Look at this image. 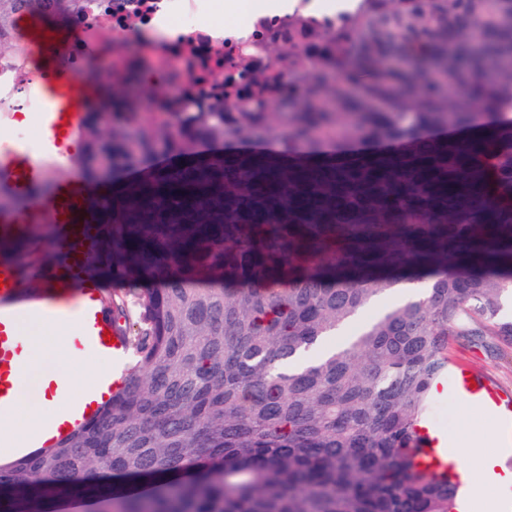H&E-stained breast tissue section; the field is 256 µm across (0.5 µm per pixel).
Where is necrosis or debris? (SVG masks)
<instances>
[{
    "label": "necrosis or debris",
    "mask_w": 512,
    "mask_h": 512,
    "mask_svg": "<svg viewBox=\"0 0 512 512\" xmlns=\"http://www.w3.org/2000/svg\"><path fill=\"white\" fill-rule=\"evenodd\" d=\"M109 5L107 17L113 33L127 31L128 12H137L139 28L168 29V37L141 43L116 42L112 45L115 68L144 82L157 75L168 87L192 82L200 92L216 89L224 72V46L233 51L253 47L260 33L283 30L288 26V15L280 10L281 0H263L264 7L253 13L245 26H228L218 33L211 25L212 18L224 0H100ZM41 78L30 69L27 59L16 63H0V112L11 113L13 131L23 136L31 128L29 114L39 107L31 97V89Z\"/></svg>",
    "instance_id": "1"
}]
</instances>
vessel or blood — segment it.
I'll return each mask as SVG.
<instances>
[{
	"mask_svg": "<svg viewBox=\"0 0 512 512\" xmlns=\"http://www.w3.org/2000/svg\"><path fill=\"white\" fill-rule=\"evenodd\" d=\"M28 39L48 77L35 92L43 102L44 142L54 146L62 131L81 122L92 95L72 73L60 67L61 39L56 31L32 27ZM41 177V167L24 145H14L0 157V178L21 199L26 212L52 225L54 251L58 255L56 264L46 271L40 291L30 297L25 294L19 268L9 262L0 263V409L13 403L21 367L22 344L16 334L19 316L56 323L81 318V348L109 350L117 362L128 354L124 338L102 307L99 288L89 276L97 244V221L89 205L92 199L104 197L106 190L82 172L74 171L59 180L53 194L45 197L32 191ZM454 388L492 409L498 422L512 430L511 393L472 379L467 373L455 376Z\"/></svg>",
	"mask_w": 512,
	"mask_h": 512,
	"instance_id": "1",
	"label": "vessel or blood"
}]
</instances>
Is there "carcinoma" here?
<instances>
[{
	"label": "carcinoma",
	"mask_w": 512,
	"mask_h": 512,
	"mask_svg": "<svg viewBox=\"0 0 512 512\" xmlns=\"http://www.w3.org/2000/svg\"><path fill=\"white\" fill-rule=\"evenodd\" d=\"M95 3L0 0V61L22 50L19 19L79 23ZM259 45L262 68L244 60L171 112L129 95L85 113L94 183L198 144L292 148L196 153L112 188L96 267L156 284L133 312L107 305L125 378L52 446L0 464V512L73 487L112 512H454L457 483L412 449L448 337L512 344V121L488 134L474 111H512V0H360ZM389 143L405 150L336 162V146ZM14 237L41 278L37 226ZM420 268L425 293L324 346L395 288L388 272Z\"/></svg>",
	"instance_id": "obj_1"
}]
</instances>
